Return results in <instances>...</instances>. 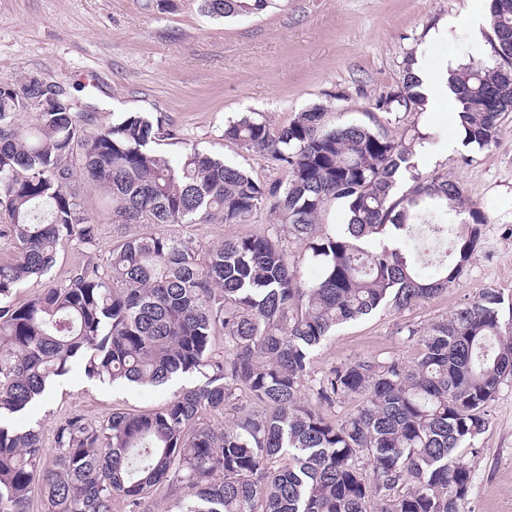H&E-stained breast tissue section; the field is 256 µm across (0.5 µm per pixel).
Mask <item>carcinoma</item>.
Returning a JSON list of instances; mask_svg holds the SVG:
<instances>
[{
	"mask_svg": "<svg viewBox=\"0 0 512 512\" xmlns=\"http://www.w3.org/2000/svg\"><path fill=\"white\" fill-rule=\"evenodd\" d=\"M487 2L494 63L469 59L448 80L463 142L479 150L512 112V0ZM201 6L230 18L269 0ZM416 86L408 71L380 94L373 126H329L320 105L277 130L252 113L229 122L225 139L285 173L267 184L212 153L171 158L159 145L176 133L159 117L123 112L95 127L93 113L67 92L49 95L35 75L0 80V238L17 250L0 264V512H28L37 489L47 512H114L117 500L125 512H151L160 495L174 498V512H464L472 469L463 453L477 452L486 405L512 379L503 335L512 301L485 291L423 333L406 327L419 337L409 363L374 357L311 372L338 326L443 293L487 223L458 184L412 173L422 135L392 128L423 106ZM21 113L33 116L26 127ZM79 179L112 199L125 235L106 264L19 302V286L46 275L59 248L98 240ZM336 200L345 222L328 231L322 213ZM259 211L273 217L263 233L208 246L142 230L246 224ZM389 224L397 246L361 245ZM288 237L319 266L315 279L288 265ZM75 363L112 383L203 381L150 411L65 418L48 460L41 423L13 421ZM347 400L358 401L348 416L327 414ZM229 406L235 415L214 423Z\"/></svg>",
	"mask_w": 512,
	"mask_h": 512,
	"instance_id": "1",
	"label": "carcinoma"
}]
</instances>
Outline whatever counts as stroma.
Masks as SVG:
<instances>
[{
	"mask_svg": "<svg viewBox=\"0 0 512 512\" xmlns=\"http://www.w3.org/2000/svg\"><path fill=\"white\" fill-rule=\"evenodd\" d=\"M486 7V0H270L261 13L224 19L203 13L200 0H0V80L35 74L62 85L99 125L118 112L153 113L177 134L162 144L171 157L191 148L207 151L271 183L282 172L225 140L229 121L254 112L278 128L320 104L327 124H373V97L401 84L408 57L471 56L466 26L449 30L442 41L432 32L441 22ZM429 126L434 132L428 148L413 156L415 170L446 175L465 189L488 218L478 245L439 296L410 311H381L337 328L315 351L314 371L373 357L411 362L418 346L401 326L427 327L487 290L512 298V114L497 142L483 150L449 148V138L461 132L448 110L403 114L395 131ZM80 194L99 229L96 245L65 246L47 278L24 282L18 299L47 281L67 280L88 262L106 263L122 229L112 222L109 199L86 187ZM269 222L262 212L230 227L163 224L159 230L211 244L230 233L262 232ZM199 381L194 374L160 387L112 385L87 378L76 366L42 407L17 424L42 422L50 454L53 428L68 415L96 421L115 409L152 410ZM486 421L474 443L465 512H512V381L487 405Z\"/></svg>",
	"mask_w": 512,
	"mask_h": 512,
	"instance_id": "35a3bbf8",
	"label": "stroma"
}]
</instances>
